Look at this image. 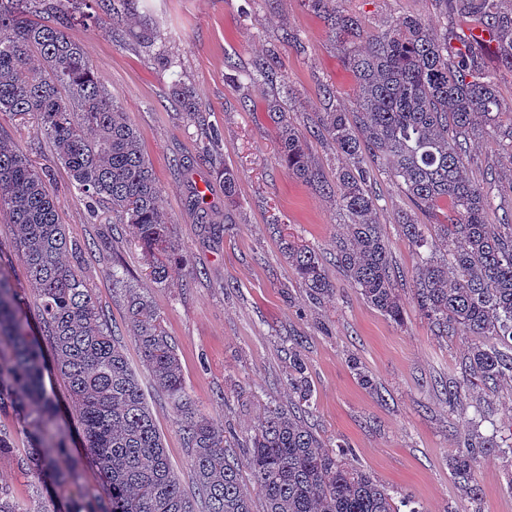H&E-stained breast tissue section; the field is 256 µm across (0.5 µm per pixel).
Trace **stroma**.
<instances>
[{
    "label": "stroma",
    "instance_id": "stroma-1",
    "mask_svg": "<svg viewBox=\"0 0 512 512\" xmlns=\"http://www.w3.org/2000/svg\"><path fill=\"white\" fill-rule=\"evenodd\" d=\"M53 2L60 16H71L70 36L140 130L186 265L173 269L166 284L154 283L131 227L113 223L109 208L90 212L35 120L0 115V139L51 171L61 223L73 240L93 243L82 271L140 377L186 492L194 486L186 477L179 415L154 386L126 327L123 297L112 286L116 266L150 289L177 343L196 409L239 440L250 437L265 406L290 404L288 338L300 335L314 384L308 422L327 444L348 443L356 465L416 512H512V463L497 449L512 440V381L492 390L474 385L464 404L449 403L443 384L458 374L468 341L435 336L412 302L417 258L397 222L398 212L412 205L388 171L378 172L371 191L406 307L403 325L368 306L331 262L336 293L312 301L280 252V235H290L330 261L342 217L334 201L285 173L267 101L281 99L305 136L311 162L328 174L341 159L314 131L320 87L333 86L348 110L356 108L354 78L307 0H128L118 18L99 25L83 20L71 0ZM341 7L373 34L407 16L440 35L463 37L479 25L472 16L448 17L443 0H341ZM269 54L274 83L253 72L254 60ZM176 82L194 89L200 118L174 100ZM209 128L221 138L214 159L203 150ZM178 158L186 169L175 167ZM220 162L239 175L231 201L224 198ZM202 186L209 207L228 215V225L198 223L188 210V198ZM355 361L374 390L358 384ZM0 425L14 437L12 454L0 456V483L22 506L32 505V478L16 465L29 446L24 426L10 414L0 415ZM475 433L497 445L478 458L481 492L473 499L457 488L448 458L461 436Z\"/></svg>",
    "mask_w": 512,
    "mask_h": 512
}]
</instances>
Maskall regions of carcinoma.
Returning a JSON list of instances; mask_svg holds the SVG:
<instances>
[{
	"instance_id": "obj_1",
	"label": "carcinoma",
	"mask_w": 512,
	"mask_h": 512,
	"mask_svg": "<svg viewBox=\"0 0 512 512\" xmlns=\"http://www.w3.org/2000/svg\"><path fill=\"white\" fill-rule=\"evenodd\" d=\"M308 3L343 47L357 109L348 111L336 89L322 87L317 132L346 159L330 179L312 166L305 138L279 100L268 101L279 156L290 176L336 197L345 227L336 236V266L369 306L397 324L403 303L375 219L374 162H385L415 209L448 206L429 234L408 212L398 215V223L418 258L413 299L420 315L439 336L470 338L462 376L445 383L448 399L460 403L475 382L492 388L512 378V353L489 344L496 340L512 349V216L496 218L491 189L501 175L488 172L479 184L463 163L470 141L485 132L512 164V122L500 121L497 83L470 37L454 47L412 17L369 35L356 16L339 9V0ZM46 7L44 0H0V115H29L40 124L90 212L105 204L116 221L131 225L155 283L163 284L179 246L140 131L95 75L67 24L41 19ZM446 8L477 17L512 58V10H504L502 0H446ZM172 94L183 111H200L189 88L177 84ZM219 175L224 197L233 198L238 173L226 166ZM187 207L197 223H218L200 194L189 197ZM2 210L17 227L15 255L25 281L0 269V413L14 415L26 429L31 448L18 463L34 477L37 499L53 501L84 465L71 451L58 402L45 386V377L55 373L68 385L83 447L106 489L103 497L69 501L67 512H254L226 431L187 396L177 345L149 291L114 272L112 285L123 296L126 323L152 380L180 414L198 497L183 491L138 376L87 286L80 268L87 246L69 239L59 220L52 174L0 140ZM280 250L308 297L334 293L319 253L290 235L280 238ZM25 282L41 343L27 317ZM301 348L296 339L288 346L295 403L267 408L243 447L262 512H400L390 490L353 465L345 445H326L308 425L313 386ZM485 446L496 444L465 437L450 459L466 496L478 495L477 449ZM0 512H28L3 484Z\"/></svg>"
}]
</instances>
